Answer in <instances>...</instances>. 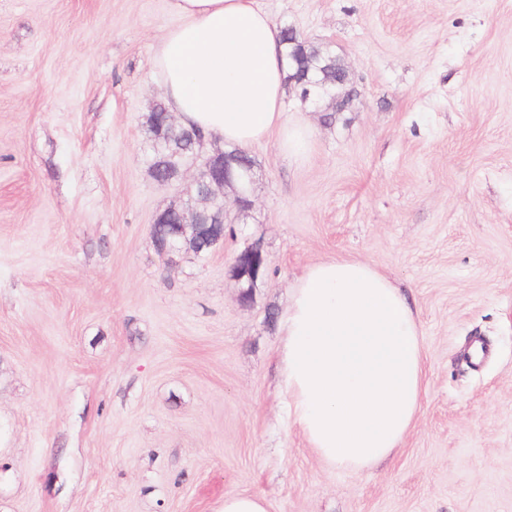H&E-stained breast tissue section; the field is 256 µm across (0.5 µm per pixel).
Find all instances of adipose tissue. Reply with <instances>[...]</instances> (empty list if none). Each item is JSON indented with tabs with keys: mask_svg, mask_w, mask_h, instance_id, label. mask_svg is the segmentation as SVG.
<instances>
[{
	"mask_svg": "<svg viewBox=\"0 0 512 512\" xmlns=\"http://www.w3.org/2000/svg\"><path fill=\"white\" fill-rule=\"evenodd\" d=\"M177 24L153 56L165 103L182 127L250 151L276 139L299 160L312 136L288 118L282 33L261 0H171ZM280 386L288 417L331 469L358 473L391 456L425 394L418 310L368 262L338 256L309 265L279 319Z\"/></svg>",
	"mask_w": 512,
	"mask_h": 512,
	"instance_id": "ef3b65f1",
	"label": "adipose tissue"
}]
</instances>
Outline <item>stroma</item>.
Masks as SVG:
<instances>
[{"mask_svg": "<svg viewBox=\"0 0 512 512\" xmlns=\"http://www.w3.org/2000/svg\"><path fill=\"white\" fill-rule=\"evenodd\" d=\"M262 3L360 94L331 124L289 93L305 161L253 148L252 208L170 265L151 224L194 187L144 155L169 0H0V512H512V0ZM339 255L406 290L426 350L414 429L356 474L277 374L290 285ZM221 512H269V503L260 495L228 494Z\"/></svg>", "mask_w": 512, "mask_h": 512, "instance_id": "obj_1", "label": "stroma"}]
</instances>
